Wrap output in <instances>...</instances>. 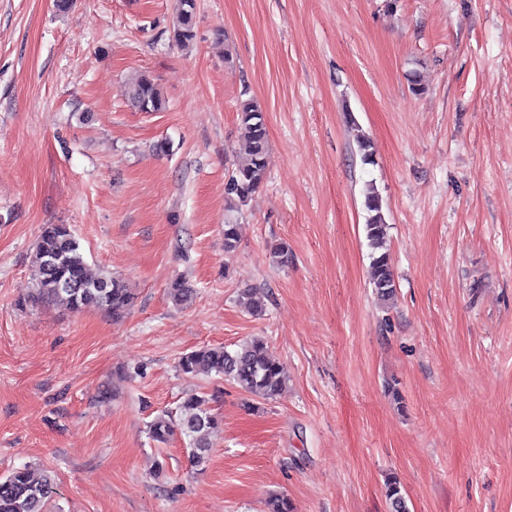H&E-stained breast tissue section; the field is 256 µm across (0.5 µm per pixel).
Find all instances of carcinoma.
<instances>
[{"label":"carcinoma","mask_w":512,"mask_h":512,"mask_svg":"<svg viewBox=\"0 0 512 512\" xmlns=\"http://www.w3.org/2000/svg\"><path fill=\"white\" fill-rule=\"evenodd\" d=\"M197 0H178L176 22L171 39L186 48L196 37L195 20ZM126 101L140 112H161L165 99L158 84L148 74H142L123 86ZM239 118L244 131L245 159L237 163L225 185L229 207L239 209L262 188L268 171V139L263 110L252 98L239 103ZM366 223L365 237L371 248L375 269L374 287L384 301L395 297L396 287L385 251L388 224L383 213V200L377 189L369 184L364 192ZM54 257V266L47 265ZM35 297L57 302L71 311L98 308L120 316L133 306L135 293L120 279L104 271L90 268L84 259L80 243L66 224L48 225L35 247L34 256ZM169 294L177 305L188 302L193 289L182 278L175 279ZM240 305L250 314L264 310L261 296L248 289L239 297ZM182 373L190 376L201 374L221 375L241 389L271 399L279 394L288 378L286 367L275 359L262 338H254L235 351L223 347H204L193 350L179 361ZM220 426V420L210 412L207 400L196 394L186 398L176 419L167 414L156 416L149 426L151 437L165 443L180 432L188 439L190 462L198 467L207 462L209 437ZM54 476L39 477L27 467L17 468L0 478V512H48L55 494ZM387 512H409L407 500L399 479L395 476L386 482ZM267 512H295L290 500L272 495L266 501Z\"/></svg>","instance_id":"obj_1"}]
</instances>
